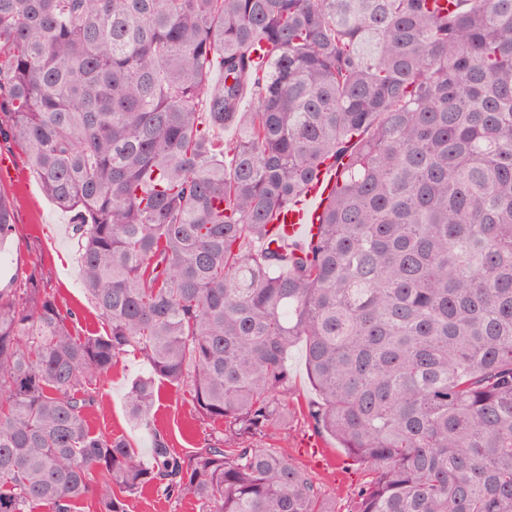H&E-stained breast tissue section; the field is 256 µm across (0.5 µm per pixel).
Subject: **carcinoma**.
Instances as JSON below:
<instances>
[{"label": "carcinoma", "instance_id": "1", "mask_svg": "<svg viewBox=\"0 0 512 512\" xmlns=\"http://www.w3.org/2000/svg\"><path fill=\"white\" fill-rule=\"evenodd\" d=\"M0 138L106 325L34 271L0 289V512H336L262 443L300 340L308 418L368 466L354 512H512V0H0ZM324 166L316 240L272 248ZM128 353L138 425L162 380L224 429L183 457L152 429L151 467L92 431ZM129 512H198V505L191 496L168 500L146 489L131 500Z\"/></svg>", "mask_w": 512, "mask_h": 512}]
</instances>
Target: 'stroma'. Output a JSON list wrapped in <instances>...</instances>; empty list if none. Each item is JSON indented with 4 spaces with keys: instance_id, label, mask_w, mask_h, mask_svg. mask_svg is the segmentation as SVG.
Segmentation results:
<instances>
[{
    "instance_id": "1",
    "label": "stroma",
    "mask_w": 512,
    "mask_h": 512,
    "mask_svg": "<svg viewBox=\"0 0 512 512\" xmlns=\"http://www.w3.org/2000/svg\"><path fill=\"white\" fill-rule=\"evenodd\" d=\"M2 154L14 160L9 178L0 184L14 195L18 233L0 248V288L13 287L15 279L39 271L60 307L76 313L77 335L104 333L106 327L81 285L71 213L58 208L47 197L24 155L13 143L0 140ZM288 369L291 375L288 421L270 429L265 442L286 449L294 460L305 463L309 457L302 444L306 439L317 438L324 452L314 473L326 490L335 494L336 512H352V490L363 479L364 467L350 458L335 438L317 433L307 417V408L317 401L318 394L307 372L304 342L290 348ZM148 370V363L140 355L118 358L91 411L89 424L94 431L133 440L140 459L149 466L153 463L151 435L131 423L126 406L132 383ZM153 416L156 427L167 433L170 447L181 455L201 447L213 429L211 422L198 417L189 395L166 383L159 386Z\"/></svg>"
}]
</instances>
